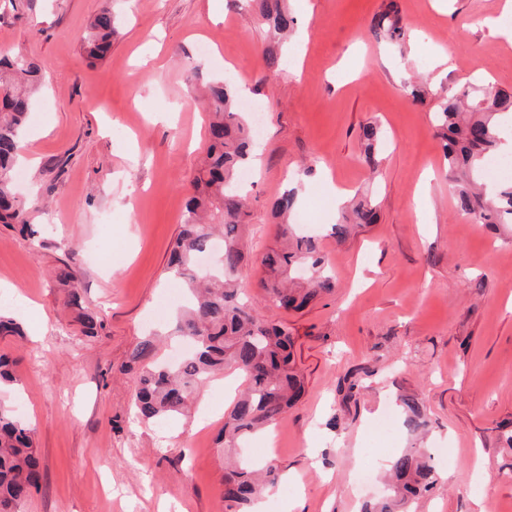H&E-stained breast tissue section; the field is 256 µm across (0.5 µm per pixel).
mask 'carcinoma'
<instances>
[{"label":"carcinoma","mask_w":512,"mask_h":512,"mask_svg":"<svg viewBox=\"0 0 512 512\" xmlns=\"http://www.w3.org/2000/svg\"><path fill=\"white\" fill-rule=\"evenodd\" d=\"M255 22L266 27L269 45L264 51L266 68L280 70L284 61L276 50L279 39L297 24L285 0H259ZM373 33L401 44L405 28L395 4L377 15ZM115 21L103 6L90 23L85 51L102 60L112 47ZM40 80L37 64L0 51V224L16 225L30 233L28 207L17 196L13 168L24 150L23 129L32 112ZM473 96L465 89L450 90L438 97L434 111L448 179L457 187L459 210L480 224H512V183L497 186L488 195L479 183L489 155L500 150L504 127L500 118L512 113V93L492 85ZM203 95L209 112L206 156L193 180V194L186 201L185 217L171 250L169 268L189 295L177 311L173 334L191 343V349L174 364H161L157 344L146 337L135 347L131 361L140 365L135 407L146 422L166 420L185 413L190 398L218 372L239 373L245 389L225 414L224 446L233 447L247 436L272 427L288 411L304 389L296 368L293 340L288 326L262 319L240 299L239 273L247 263L244 246L249 198L239 173L253 159L255 138L248 113L234 87L226 80L208 82ZM365 160L377 167L379 131L363 128ZM295 189L286 190L274 203L282 247L264 259L268 278L263 281L268 302L277 310H301L320 296L335 292L336 283L325 267L317 240L299 233L288 222L296 205ZM372 202L353 200L348 212L333 225V234L344 240L352 224H372ZM297 263L313 273L304 283L290 279ZM66 305L79 306V284L69 273ZM18 377L13 361L0 353V386L14 385ZM404 424L412 431L428 426L417 398L400 397ZM431 457L422 448H408L391 459V495L365 505L362 512H397L411 498L436 484ZM224 499L232 512H249L252 503L275 484L279 466L271 461L259 466L247 461L225 463ZM39 463L32 429L12 409L0 405V512H20V506L37 486Z\"/></svg>","instance_id":"1"}]
</instances>
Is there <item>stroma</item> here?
Wrapping results in <instances>:
<instances>
[{"mask_svg": "<svg viewBox=\"0 0 512 512\" xmlns=\"http://www.w3.org/2000/svg\"><path fill=\"white\" fill-rule=\"evenodd\" d=\"M387 2L288 0L298 26L274 74L268 35L241 0H112L118 34L96 62L83 43L103 0H0V50L43 70L15 184L35 235L0 224V284L14 289L0 311L22 330L0 337L19 378L0 402L29 422L40 457L21 512H228L219 436L232 395L211 387L184 415L142 423L130 362L143 336H162L167 359L180 345L155 310L176 289L170 247L208 146L193 90L227 74L264 118L241 288L258 317L287 324L305 379L295 406L247 443L297 477L266 494V512H361L384 494L392 456L414 445L455 456L406 512H512V224L459 214L433 121L447 89L512 92V45L493 28L506 0H395L400 47L370 33ZM416 74L434 91L422 104L409 96ZM371 122L374 169L360 141ZM334 186L376 208L342 243ZM289 188L336 292L278 313L261 259L277 245L271 206ZM63 269L97 336L65 309ZM401 393L421 401L424 439L401 424L379 433ZM365 461L373 478L353 488Z\"/></svg>", "mask_w": 512, "mask_h": 512, "instance_id": "1", "label": "stroma"}]
</instances>
